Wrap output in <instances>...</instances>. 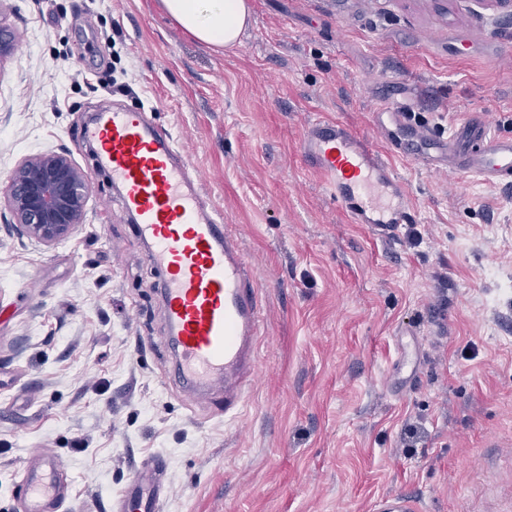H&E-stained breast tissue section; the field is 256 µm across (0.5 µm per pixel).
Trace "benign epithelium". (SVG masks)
<instances>
[{"mask_svg": "<svg viewBox=\"0 0 512 512\" xmlns=\"http://www.w3.org/2000/svg\"><path fill=\"white\" fill-rule=\"evenodd\" d=\"M484 10L512 16V0H473ZM15 30L0 21V61L14 53ZM91 190L90 174L65 152L40 153L15 168L7 196L13 218L10 227L20 236L47 246L64 240L83 222Z\"/></svg>", "mask_w": 512, "mask_h": 512, "instance_id": "1", "label": "benign epithelium"}]
</instances>
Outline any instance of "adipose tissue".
Instances as JSON below:
<instances>
[{"label":"adipose tissue","instance_id":"obj_1","mask_svg":"<svg viewBox=\"0 0 512 512\" xmlns=\"http://www.w3.org/2000/svg\"><path fill=\"white\" fill-rule=\"evenodd\" d=\"M181 30L213 48L231 49L251 19L250 0H161Z\"/></svg>","mask_w":512,"mask_h":512}]
</instances>
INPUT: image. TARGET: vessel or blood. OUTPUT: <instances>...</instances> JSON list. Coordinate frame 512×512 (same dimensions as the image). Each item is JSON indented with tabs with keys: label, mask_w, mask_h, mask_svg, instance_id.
<instances>
[{
	"label": "vessel or blood",
	"mask_w": 512,
	"mask_h": 512,
	"mask_svg": "<svg viewBox=\"0 0 512 512\" xmlns=\"http://www.w3.org/2000/svg\"><path fill=\"white\" fill-rule=\"evenodd\" d=\"M385 150L347 125L313 122L300 144L307 168L324 181L350 223L392 237L416 215L390 156L405 155L434 170L512 185V135L491 133L473 113L448 136L411 119L398 83L374 114ZM100 146L99 165L121 191V203L163 277V307L187 393L224 384V412L235 414L254 365L261 307L238 242L173 133L141 109L113 108L85 133ZM53 457L33 453L23 472V512H63L69 499ZM166 461L156 457L116 500L117 512H159L168 487ZM373 512H419L416 497L385 496Z\"/></svg>",
	"instance_id": "1"
}]
</instances>
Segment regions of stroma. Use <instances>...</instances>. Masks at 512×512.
<instances>
[{"label": "stroma", "instance_id": "stroma-1", "mask_svg": "<svg viewBox=\"0 0 512 512\" xmlns=\"http://www.w3.org/2000/svg\"><path fill=\"white\" fill-rule=\"evenodd\" d=\"M251 5L240 45L214 51L159 0H0L20 36L0 62V203L32 154L70 152L92 178L83 224L54 246L0 223V512H18L36 450L64 466L69 512H112L158 455L161 512H371L406 492L420 512H512V186L393 159L411 248L350 223L299 151L319 119L374 135L392 80L435 134L471 112L511 133L512 16ZM116 104L173 130L258 285V373L236 415L223 390L183 397L159 272L96 144L74 147ZM408 420L424 429L409 451Z\"/></svg>", "mask_w": 512, "mask_h": 512}]
</instances>
